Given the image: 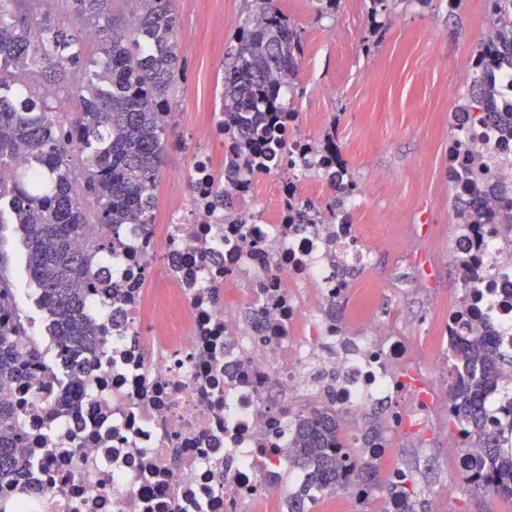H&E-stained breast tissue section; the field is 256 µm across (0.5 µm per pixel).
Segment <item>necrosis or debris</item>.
I'll use <instances>...</instances> for the list:
<instances>
[{
  "label": "necrosis or debris",
  "instance_id": "necrosis-or-debris-1",
  "mask_svg": "<svg viewBox=\"0 0 512 512\" xmlns=\"http://www.w3.org/2000/svg\"><path fill=\"white\" fill-rule=\"evenodd\" d=\"M495 119L476 124L466 151L487 170L478 204L501 205L512 189V70L486 78ZM197 188L149 224H99L114 252L89 288L106 341L79 383L69 369L49 382L0 388L25 434V488L0 489V512H286L281 475L288 432L282 399L293 406L325 396L354 413L411 396L406 429L447 409L446 383L424 347L372 314L357 312L347 338L327 312L337 266L371 265L391 240L386 225L358 236L348 252L340 225L288 223V188L251 180L240 208L225 216L208 184L220 169L201 154ZM274 206L259 214V196ZM477 278L500 346L512 350V243L483 233ZM280 400H273L271 390Z\"/></svg>",
  "mask_w": 512,
  "mask_h": 512
}]
</instances>
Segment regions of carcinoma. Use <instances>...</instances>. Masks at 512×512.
Returning a JSON list of instances; mask_svg holds the SVG:
<instances>
[{
  "label": "carcinoma",
  "mask_w": 512,
  "mask_h": 512,
  "mask_svg": "<svg viewBox=\"0 0 512 512\" xmlns=\"http://www.w3.org/2000/svg\"><path fill=\"white\" fill-rule=\"evenodd\" d=\"M32 2L0 0V209L10 212L21 232L26 272L37 287L39 307L50 317L48 334L68 352H92L104 337L87 311L86 288L111 244L89 236L86 207H95L98 224L152 223L155 183L167 147L176 144L173 89L184 59L172 0H146L135 7L136 21L123 24L111 12L112 0H66V19L42 15ZM245 2L244 22L224 53L220 93L224 177L214 205L227 213L246 193L242 172L290 176L297 167L287 138L299 112L284 99L301 90L306 36L277 0ZM399 2L367 0L364 53L378 43ZM487 2L498 35L470 56L472 82L455 108L460 132L489 116L485 75L512 66V0ZM321 153L325 167L342 170L328 182L332 198L294 199L290 221L351 224L348 201L360 188L336 145L334 123ZM455 181L460 223L512 233V205L498 212L481 208L476 187L482 179L457 175ZM78 238L86 239L81 250L74 247ZM478 299L479 292L464 289L448 336V425L463 444L469 490L512 499V446L505 447L512 435V351L483 331ZM25 332L0 251V387L34 380L16 363L15 337ZM495 393L508 397L503 408L508 421L500 424L487 418V400ZM346 417L327 400L288 413V472L301 474L289 494L288 512H313L325 494L349 484L357 490L356 504H369L379 487V449L401 418L396 411L375 417L352 447L344 434ZM23 436L14 409L0 401L1 485L22 477ZM386 491L395 512H429L410 473L387 480Z\"/></svg>",
  "instance_id": "1"
}]
</instances>
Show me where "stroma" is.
I'll return each mask as SVG.
<instances>
[{
	"label": "stroma",
	"mask_w": 512,
	"mask_h": 512,
	"mask_svg": "<svg viewBox=\"0 0 512 512\" xmlns=\"http://www.w3.org/2000/svg\"><path fill=\"white\" fill-rule=\"evenodd\" d=\"M279 7L304 30L307 50L300 72L305 89L295 105L300 131L317 139L328 125L337 128L338 144L362 204L353 211L357 224H387L394 237L421 249L418 259L384 246L371 266L353 280L343 310L344 329L355 334L352 315L357 289L371 291L378 317L404 315L415 340L438 337L437 315L458 305L461 274L449 245L459 226L448 181V145L455 130L448 119L454 106L448 86L460 82L458 60L470 57L488 27L486 0H461L449 16L445 0L427 9L403 4L393 13L381 43L371 55L361 51L367 28L364 0H341L336 15L318 16L315 0H279ZM180 49L187 73L175 88L178 146L165 156L157 186V205L165 207L171 177L183 175L195 154L223 160L221 139L198 141L194 128L220 104L226 41L243 20V0H174ZM336 28L328 41L324 33ZM223 29L225 39L212 34ZM329 95L321 96L317 87ZM0 251L14 288L15 305L30 332L46 333L48 316L36 304L37 288L24 268L21 233L0 224ZM388 438L401 450V464L426 495L450 494L451 512H512V500L495 495L474 497L464 489L459 465L461 445L445 414L433 411L421 431L399 429Z\"/></svg>",
	"instance_id": "obj_1"
}]
</instances>
